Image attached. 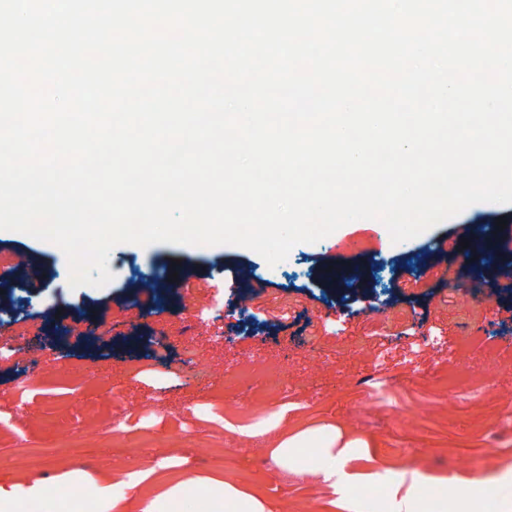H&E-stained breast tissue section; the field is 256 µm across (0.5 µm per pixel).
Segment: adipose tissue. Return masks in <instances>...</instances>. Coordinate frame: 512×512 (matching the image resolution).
I'll use <instances>...</instances> for the list:
<instances>
[{"instance_id": "1", "label": "adipose tissue", "mask_w": 512, "mask_h": 512, "mask_svg": "<svg viewBox=\"0 0 512 512\" xmlns=\"http://www.w3.org/2000/svg\"><path fill=\"white\" fill-rule=\"evenodd\" d=\"M319 445V463L314 470L318 479L334 494H344L355 480L350 467L368 458L369 440L338 425L282 432L271 447V454L284 470H296L300 450L310 443ZM161 464L142 465L135 470L88 473L71 470L61 474L62 482L87 488L91 512H168L169 503L179 497L189 474L170 480ZM211 496L201 503L199 512H270L254 491L237 486L225 476H209ZM40 503L43 512H62L61 504L46 496L45 485L37 478L0 484V512H18L21 504Z\"/></svg>"}]
</instances>
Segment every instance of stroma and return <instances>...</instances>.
Masks as SVG:
<instances>
[{
    "instance_id": "stroma-1",
    "label": "stroma",
    "mask_w": 512,
    "mask_h": 512,
    "mask_svg": "<svg viewBox=\"0 0 512 512\" xmlns=\"http://www.w3.org/2000/svg\"><path fill=\"white\" fill-rule=\"evenodd\" d=\"M509 216L512 205L476 203L395 245L380 221L347 224L273 267L235 245L121 243L113 280L75 289L58 246L1 231L0 481L27 472L13 442L53 447L69 429L83 435L82 452L49 461L45 478L126 468L137 445L171 471L259 487L271 512H328L327 486L282 470L267 442L245 434L267 420L333 422L370 439L353 492L372 512H393L390 487L403 479L425 474L454 489L468 473L512 468V295L474 288L465 250L437 247L459 225L489 230ZM336 252L346 271L368 262L375 295H353L328 272L323 258ZM24 256L34 279L13 274ZM242 267L253 273L245 284ZM174 273L186 287L156 302L127 288ZM102 319L107 349L92 344ZM254 365L261 375L240 387ZM94 369L99 379H87Z\"/></svg>"
}]
</instances>
